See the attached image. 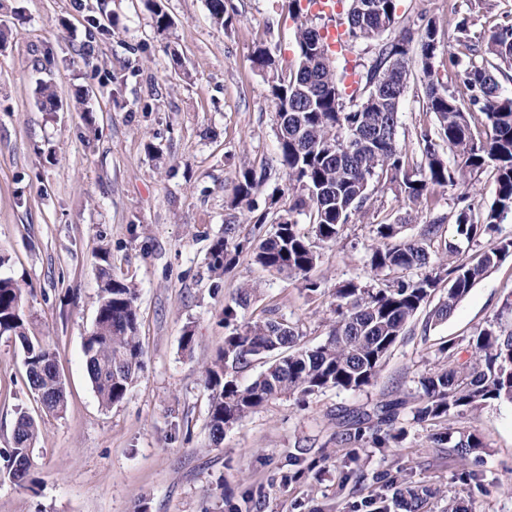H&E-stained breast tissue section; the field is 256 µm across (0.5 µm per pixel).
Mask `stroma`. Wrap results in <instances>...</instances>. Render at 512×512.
<instances>
[{"mask_svg":"<svg viewBox=\"0 0 512 512\" xmlns=\"http://www.w3.org/2000/svg\"><path fill=\"white\" fill-rule=\"evenodd\" d=\"M171 19L158 31L149 0H0V273L24 288L29 336L58 352L66 409L45 415L26 385L23 351L0 336V451L14 422H41L34 445V487L0 476V512H369L363 502L377 476L404 468L416 483L438 489L428 512L456 500L464 512H512V402L456 418L485 446L471 462L481 483L462 478L447 449L432 447L436 428L413 420L419 379L440 367L438 348L468 340L512 296V254L432 324L419 314L407 326L373 384L331 389L305 404L279 398L248 415L214 443L211 392L204 369L224 345V307L239 290L255 294L247 318L287 322L309 347L323 343L334 317V288L346 279L376 285L368 249L378 224H422L452 217L460 195L480 205L494 196L492 170L468 175L412 204L394 187L375 188L371 205L336 243L319 245L311 276L270 273L249 255L224 275L209 269V248L234 222L255 237L251 213L228 202L243 168L265 172L254 195L265 210L287 188L277 149V107L267 75L254 62L267 48L293 61L296 24L284 0H226L228 26L216 24L207 0H158ZM405 23L426 16L441 36L457 38L460 18L470 36L512 15V0H400ZM96 16L105 29L89 35ZM52 83L59 111L43 109L37 86ZM413 70L399 109L397 141L411 165L417 136L434 128ZM92 109L86 125L76 97ZM136 289L143 368L125 398L103 407L85 372L83 343L98 307V269ZM191 346H183L184 334ZM407 406L398 446H357L338 426L351 411L382 400ZM322 457V472L289 483L298 449Z\"/></svg>","mask_w":512,"mask_h":512,"instance_id":"stroma-1","label":"stroma"}]
</instances>
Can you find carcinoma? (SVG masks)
Wrapping results in <instances>:
<instances>
[{
  "label": "carcinoma",
  "instance_id": "obj_1",
  "mask_svg": "<svg viewBox=\"0 0 512 512\" xmlns=\"http://www.w3.org/2000/svg\"><path fill=\"white\" fill-rule=\"evenodd\" d=\"M336 14L345 28L344 48L338 55L355 56L351 74L354 88L346 85L347 73H336L332 55L326 49L325 26L317 17L303 16L302 0H288V13L299 20L295 33V64L285 71L266 48L255 52V64L269 76L270 92L277 106L276 137L281 165L288 174L287 197H272L268 210L256 219L262 229L269 210L285 199V215L258 242L236 237L233 224L224 225V235L209 249V267L222 274L245 250L254 262L278 275L304 282L315 292L320 284L311 272L320 260L310 237L298 230L295 216L309 220L315 238L322 244L336 243L347 224L360 220L370 202V185L382 176L398 185L412 204L427 198L436 187L453 186L466 175L485 168L495 174L492 202L476 209L459 199L454 231L444 241L446 253L456 257L431 259L429 242L442 235L443 219L423 225L419 238L403 240L402 225H376V240L369 249L370 269L395 273L384 286L376 288L356 279L336 285V318L326 341L307 348L288 324L273 319L241 320L238 309L248 306L253 288L240 291L234 304L224 306V346L216 360L204 370L212 391L209 425L213 436L224 437L243 418L281 396L303 403L311 395L329 389L359 391L370 386L380 367L404 333L406 325L426 307L443 282L447 297L428 313V321L448 318L457 304L484 275L512 252V239L501 238L481 253L463 255L460 244H473L498 231L501 217L512 211V95L501 90L499 77L512 69V20H507L473 39L468 19L456 24L459 53H448L449 64L457 70L459 88L443 85L433 74V60L439 51L438 27L428 20L418 28L399 26L398 0H374L371 13L362 12L364 0H337ZM369 44L371 57L363 58L359 44ZM423 63L422 104L434 113V130L419 134L420 164L411 168L397 143L399 107L410 75L411 44ZM492 57L498 65L477 63L475 57ZM484 116L486 137L474 134L471 117ZM456 154L449 164L444 151ZM260 178L244 168L229 206L233 210L255 211L254 194ZM99 305L96 322L83 346L86 370L93 388L105 407L127 394L134 375L142 368L143 349L138 336L135 291L127 283L100 269ZM512 299H506L492 323L470 337L471 354L461 363L455 346L439 348L446 365L420 379L422 395L412 409L413 419L448 422L494 403L512 402ZM18 340L24 352L27 384L47 415L58 416L65 409L64 383L57 352L26 334L23 286L10 276L0 275V336ZM287 349L256 380L238 382L235 373L254 359ZM403 402L390 400L373 411H353L344 419L341 440L359 442L370 436L377 448L401 443L406 436L396 427ZM39 434V422L21 413L16 419L12 446L3 454L0 471L11 482H31L32 451ZM437 448H451L457 464L466 466L467 457L485 448L474 430L446 427L434 434ZM379 489L364 506L374 512H390L394 506L404 512H423L435 491L413 482L397 471L378 479Z\"/></svg>",
  "mask_w": 512,
  "mask_h": 512
}]
</instances>
